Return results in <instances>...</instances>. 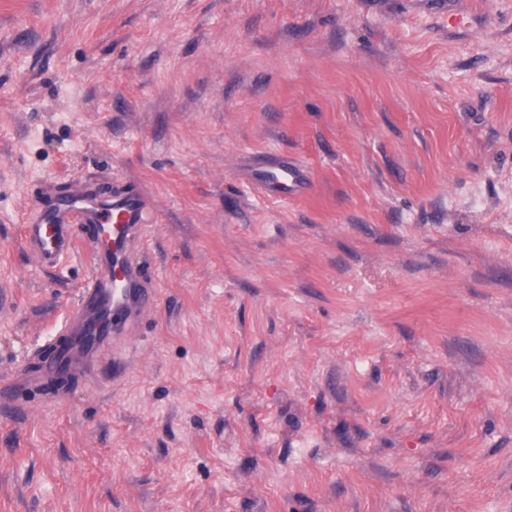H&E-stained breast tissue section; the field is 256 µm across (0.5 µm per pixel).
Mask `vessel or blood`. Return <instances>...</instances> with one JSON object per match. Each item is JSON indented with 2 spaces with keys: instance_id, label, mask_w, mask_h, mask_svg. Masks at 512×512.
<instances>
[{
  "instance_id": "obj_1",
  "label": "vessel or blood",
  "mask_w": 512,
  "mask_h": 512,
  "mask_svg": "<svg viewBox=\"0 0 512 512\" xmlns=\"http://www.w3.org/2000/svg\"><path fill=\"white\" fill-rule=\"evenodd\" d=\"M266 174L270 181L299 193L309 186L306 171L285 160L269 164ZM152 208L151 197L138 186L124 188L105 199L78 183L21 225L25 249L50 266L71 251L76 227L88 225L94 230V275L60 329L66 342L48 362L47 372L90 367L108 352L112 337L126 333L155 306L153 281L131 255L135 233Z\"/></svg>"
}]
</instances>
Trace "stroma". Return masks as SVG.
Instances as JSON below:
<instances>
[{
	"label": "stroma",
	"instance_id": "stroma-1",
	"mask_svg": "<svg viewBox=\"0 0 512 512\" xmlns=\"http://www.w3.org/2000/svg\"><path fill=\"white\" fill-rule=\"evenodd\" d=\"M77 181L158 300L32 388ZM0 287V512H512V0H0ZM267 168L266 177L276 184L288 186L289 190L301 193L309 186L310 181L306 171L286 160H276L267 165Z\"/></svg>",
	"mask_w": 512,
	"mask_h": 512
}]
</instances>
